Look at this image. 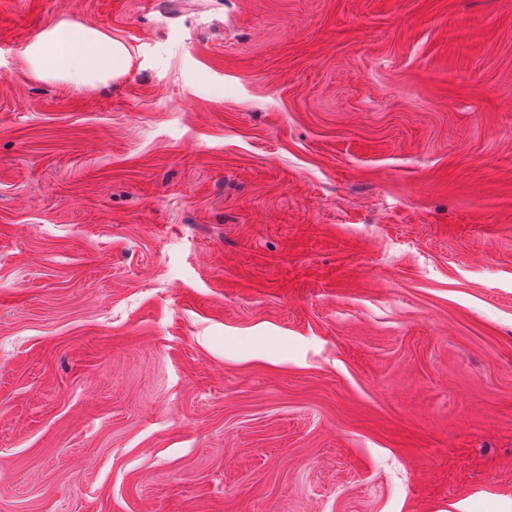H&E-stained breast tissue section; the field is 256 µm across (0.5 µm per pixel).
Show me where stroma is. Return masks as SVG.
I'll return each mask as SVG.
<instances>
[{
    "mask_svg": "<svg viewBox=\"0 0 512 512\" xmlns=\"http://www.w3.org/2000/svg\"><path fill=\"white\" fill-rule=\"evenodd\" d=\"M68 20L119 81L42 80ZM512 512V0H0V512ZM37 76L75 87H95L122 78L132 55L122 41L101 30L67 21L43 30L21 51Z\"/></svg>",
    "mask_w": 512,
    "mask_h": 512,
    "instance_id": "35a3bbf8",
    "label": "stroma"
}]
</instances>
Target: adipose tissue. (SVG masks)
Segmentation results:
<instances>
[{
  "label": "adipose tissue",
  "instance_id": "ef3b65f1",
  "mask_svg": "<svg viewBox=\"0 0 512 512\" xmlns=\"http://www.w3.org/2000/svg\"><path fill=\"white\" fill-rule=\"evenodd\" d=\"M37 76L76 87H95L122 78L132 55L122 41L101 30L62 21L43 30L21 51Z\"/></svg>",
  "mask_w": 512,
  "mask_h": 512
}]
</instances>
